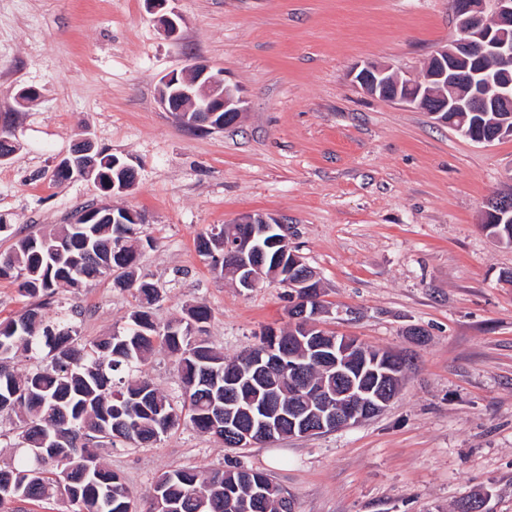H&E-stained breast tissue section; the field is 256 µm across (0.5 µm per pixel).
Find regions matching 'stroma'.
I'll return each instance as SVG.
<instances>
[{
    "label": "stroma",
    "mask_w": 512,
    "mask_h": 512,
    "mask_svg": "<svg viewBox=\"0 0 512 512\" xmlns=\"http://www.w3.org/2000/svg\"><path fill=\"white\" fill-rule=\"evenodd\" d=\"M167 37L148 0H0V253L55 232L106 201L90 180L55 181L75 140L124 158L133 189L108 199L142 214L139 275L155 283L158 323L206 303L209 342L226 359L269 328L288 329V289L268 278L237 288L196 249L240 215L281 218L320 277L326 329L410 361L383 411L347 427L248 448L183 425L102 462L145 498L165 471L257 469L294 512H512V244L482 227L512 182V139L476 143L416 108L368 95L366 63L421 76L456 33L450 0H169ZM197 61L224 74L244 109L209 133L157 102L162 78ZM35 99L18 105V89ZM134 289L106 276L57 288L48 314L75 310L82 335L125 326ZM145 375L182 405L176 365L156 347Z\"/></svg>",
    "instance_id": "obj_1"
}]
</instances>
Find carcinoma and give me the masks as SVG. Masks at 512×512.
<instances>
[{
	"label": "carcinoma",
	"instance_id": "obj_1",
	"mask_svg": "<svg viewBox=\"0 0 512 512\" xmlns=\"http://www.w3.org/2000/svg\"><path fill=\"white\" fill-rule=\"evenodd\" d=\"M134 224L66 225L57 234H28L12 250L0 254V280L31 300L20 315L0 322V413L15 416L18 446L25 454L0 467V493L7 485L22 488L11 501H37L55 476L66 496L77 499L76 512H129L133 495L123 478L101 467L83 479L86 464L99 462L98 449L122 439L135 445L162 440L180 424L211 435V415L221 396L199 387L208 371L224 373L241 360L224 361L206 338L211 311L205 304L188 307L184 316L158 324L151 306L160 291L134 278L139 254L131 244ZM115 274L119 288L135 287L138 304L126 327L107 335L84 337L77 312L46 317L55 288H79L88 281ZM175 358L185 400L176 407L150 379L129 381L155 343ZM43 364L25 374L11 366L18 348ZM268 479L258 470L236 467L207 472L177 468L161 474L152 491L177 512H292L290 499L278 485L256 499L251 481Z\"/></svg>",
	"mask_w": 512,
	"mask_h": 512
}]
</instances>
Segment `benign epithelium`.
Segmentation results:
<instances>
[{
	"instance_id": "obj_1",
	"label": "benign epithelium",
	"mask_w": 512,
	"mask_h": 512,
	"mask_svg": "<svg viewBox=\"0 0 512 512\" xmlns=\"http://www.w3.org/2000/svg\"><path fill=\"white\" fill-rule=\"evenodd\" d=\"M457 19V36L451 47L432 54L419 79L402 78L385 65L368 63L355 76L365 92L383 100L402 102L430 115L476 143H491L512 137V76L492 70L491 60L512 58V0H451ZM158 102L182 126L193 130H214L224 121L238 118L243 99L237 90L224 83L209 65L195 63L191 75L172 71L163 77ZM470 112H500L502 116L487 137L470 133ZM81 149L61 159L56 169L69 179L93 180L107 196L128 190L133 182L127 174L134 167L125 159L95 150L89 137L80 141ZM512 212V188L496 195L484 214V223L501 224ZM124 218H116L114 209L101 204L80 214L78 224L144 223L140 213L125 209ZM282 221L271 214L241 215L224 228V255L237 260L238 284L249 290L264 277V248L267 240L278 248L273 271L283 284L294 288L289 311L299 324L293 344L299 351H250L236 375L224 376V412L212 418V430L224 431V437L239 448L270 441L288 433L306 436L359 422L379 413L393 398L391 391L398 375L390 356L369 358L353 338L333 336L317 327L321 310L309 311L316 274L298 256L285 235ZM321 363L336 379V388H327L305 376L300 364L308 360ZM288 382V388L301 402L257 406L235 398L238 386L264 378Z\"/></svg>"
}]
</instances>
